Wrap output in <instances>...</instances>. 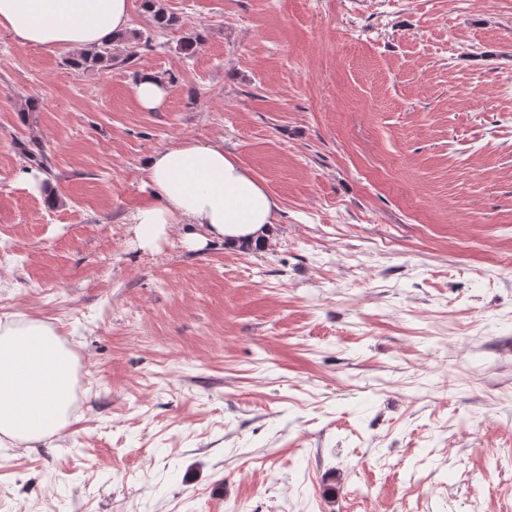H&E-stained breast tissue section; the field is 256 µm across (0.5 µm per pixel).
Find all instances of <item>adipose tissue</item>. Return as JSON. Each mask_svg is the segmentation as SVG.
<instances>
[{
    "mask_svg": "<svg viewBox=\"0 0 512 512\" xmlns=\"http://www.w3.org/2000/svg\"><path fill=\"white\" fill-rule=\"evenodd\" d=\"M131 25L130 0H0V30L50 50L88 49ZM153 198L129 215L143 245L181 228L191 244H267L280 204L223 141L186 139L147 161ZM74 356L39 320L0 322V434L31 448L64 432L72 402Z\"/></svg>",
    "mask_w": 512,
    "mask_h": 512,
    "instance_id": "obj_1",
    "label": "adipose tissue"
}]
</instances>
